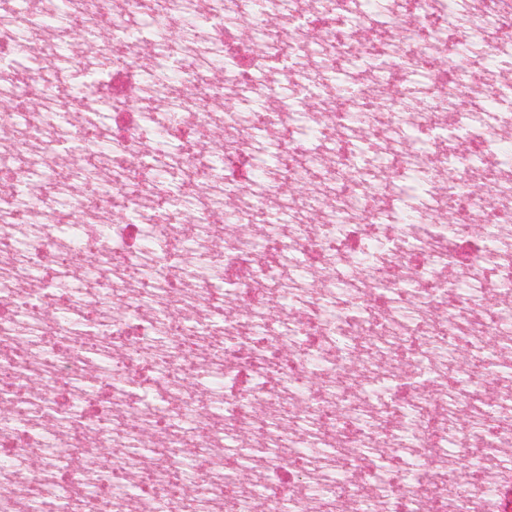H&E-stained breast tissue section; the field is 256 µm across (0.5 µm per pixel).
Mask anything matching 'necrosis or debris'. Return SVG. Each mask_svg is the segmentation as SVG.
I'll use <instances>...</instances> for the list:
<instances>
[{"mask_svg":"<svg viewBox=\"0 0 512 512\" xmlns=\"http://www.w3.org/2000/svg\"><path fill=\"white\" fill-rule=\"evenodd\" d=\"M495 61L512 0H8L0 512H496Z\"/></svg>","mask_w":512,"mask_h":512,"instance_id":"obj_1","label":"necrosis or debris"}]
</instances>
